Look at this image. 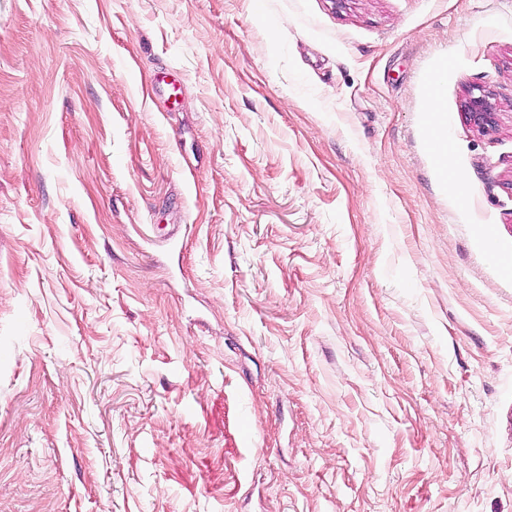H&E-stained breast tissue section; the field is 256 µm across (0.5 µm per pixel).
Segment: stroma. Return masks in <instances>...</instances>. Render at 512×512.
<instances>
[{"label": "stroma", "mask_w": 512, "mask_h": 512, "mask_svg": "<svg viewBox=\"0 0 512 512\" xmlns=\"http://www.w3.org/2000/svg\"><path fill=\"white\" fill-rule=\"evenodd\" d=\"M510 264L512 0H0V512H512ZM464 114L480 129H487L496 123L497 113L490 101V95L485 92H480L477 96L469 95L464 104Z\"/></svg>", "instance_id": "stroma-1"}]
</instances>
